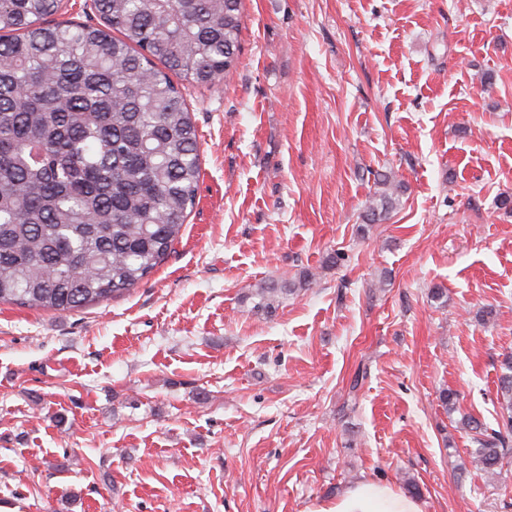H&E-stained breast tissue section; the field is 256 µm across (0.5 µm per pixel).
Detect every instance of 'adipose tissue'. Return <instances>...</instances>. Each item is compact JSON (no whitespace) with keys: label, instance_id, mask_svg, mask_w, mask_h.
<instances>
[{"label":"adipose tissue","instance_id":"ef3b65f1","mask_svg":"<svg viewBox=\"0 0 512 512\" xmlns=\"http://www.w3.org/2000/svg\"><path fill=\"white\" fill-rule=\"evenodd\" d=\"M315 512H423L421 502L388 484L364 480L342 497L320 503Z\"/></svg>","mask_w":512,"mask_h":512}]
</instances>
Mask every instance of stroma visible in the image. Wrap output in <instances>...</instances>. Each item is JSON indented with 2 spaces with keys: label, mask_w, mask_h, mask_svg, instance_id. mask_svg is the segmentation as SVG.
I'll list each match as a JSON object with an SVG mask.
<instances>
[{
  "label": "stroma",
  "mask_w": 512,
  "mask_h": 512,
  "mask_svg": "<svg viewBox=\"0 0 512 512\" xmlns=\"http://www.w3.org/2000/svg\"><path fill=\"white\" fill-rule=\"evenodd\" d=\"M242 15L237 71L183 90L201 177L173 252L84 309L0 304V512H312L363 479L512 512V459L487 479L463 426H495L512 354V0ZM382 175L399 203L369 225ZM297 290L295 283L284 281L282 283L260 284L255 288L253 310L261 313H272L275 311V303L280 295L287 296Z\"/></svg>",
  "instance_id": "stroma-1"
}]
</instances>
